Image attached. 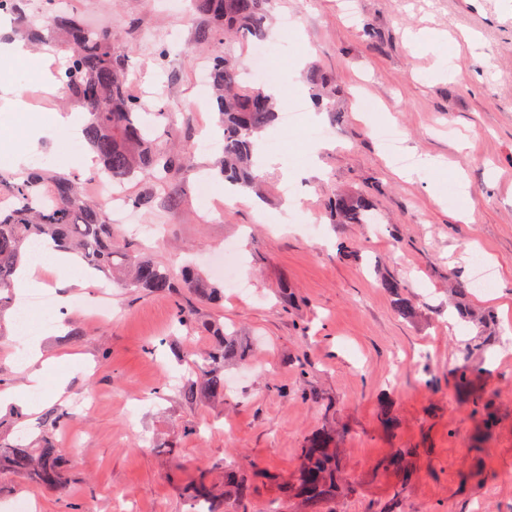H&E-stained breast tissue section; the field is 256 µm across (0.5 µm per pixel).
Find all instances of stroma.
<instances>
[{"label": "stroma", "mask_w": 512, "mask_h": 512, "mask_svg": "<svg viewBox=\"0 0 512 512\" xmlns=\"http://www.w3.org/2000/svg\"><path fill=\"white\" fill-rule=\"evenodd\" d=\"M163 0H70L87 26L111 31L133 49L130 91L176 120L192 146L188 177L173 180L150 207L133 212L142 248L165 263L195 260L202 275L232 247L249 283L216 306L196 304L207 323L223 316L253 348L247 366L229 365L238 388L226 400L187 401L173 387L186 375L177 303L190 294L113 288L112 321L91 319L99 277L74 286L51 267L45 293L66 312L39 308L35 331L58 358L44 380L68 377L63 399L31 414L0 412V438L54 442L68 470L64 490L34 476L0 472V503L30 498L37 512H186L185 488L208 477L224 490L217 463L251 471L250 497L235 512H266L278 478L290 477L296 451L315 431L333 429L351 491L336 512H512V321L481 299L471 278L472 247L486 254L498 291L512 303V0H354L349 22L339 0H274L268 65L283 78L279 107L299 104L292 122L264 131L267 195L260 203L197 196L216 152L217 129L198 72L217 50L195 38L204 19L170 14ZM290 26H283V19ZM437 34L419 49L412 33ZM306 42L303 68L295 46ZM174 54L161 60L162 47ZM333 93L315 104L314 82ZM23 87L25 109L13 103ZM33 70L0 67V153L28 154L29 167L74 171L81 136L50 138L38 116L60 111ZM401 131L397 165L376 132ZM430 166H423V159ZM296 187L293 207L282 188ZM355 191L376 203L373 224H337L334 194ZM400 281L415 313L398 312L382 283ZM493 313L489 323L478 315ZM16 308L0 314V388L27 383L17 346ZM80 330L76 340L68 333ZM482 336L495 345L476 352ZM470 372L469 390L457 386ZM91 410L77 409L82 396ZM68 412L51 429L49 410ZM78 430L82 442L69 447ZM413 452V470L389 462Z\"/></svg>", "instance_id": "stroma-1"}]
</instances>
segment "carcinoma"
Segmentation results:
<instances>
[{
    "label": "carcinoma",
    "instance_id": "obj_1",
    "mask_svg": "<svg viewBox=\"0 0 512 512\" xmlns=\"http://www.w3.org/2000/svg\"><path fill=\"white\" fill-rule=\"evenodd\" d=\"M58 0H43L41 22L32 28L35 41L62 39L68 52L67 67L57 75L65 103L85 116L83 135L95 154L96 166L89 179L100 173L120 184L149 175V180L128 201L147 207L167 189V179L189 166L190 147L184 142L163 145L173 135L168 112L150 113L146 102L128 92L132 72L130 49L114 43L112 33L89 29L75 13L62 10ZM196 14L208 23L197 31L201 41L222 39L230 43L242 36L263 39L273 0H192ZM238 57L230 51H217L210 59L209 78L223 131L224 146L212 169L215 176L233 185L258 190L264 176L254 168L255 135L277 120L275 102L261 88L247 87L241 80ZM88 179L76 173L65 174L53 168L36 167L25 175L0 171V310L14 299V275L22 252L38 242H48L58 251L77 255L84 265L112 278L114 266H121V286L141 293L178 295L186 290L200 303L218 299L224 284L195 276L190 266L181 274L144 253L132 242L118 245L107 206L91 197ZM336 218L343 224H373L374 203L364 197L340 194L334 200ZM382 287L397 310L412 316L413 305L403 285L385 280ZM213 345L193 362L194 370L184 379L181 394L193 400L201 396L224 397L221 368L229 358L244 359L246 347L224 332V323L212 324ZM336 438L327 430L312 435L297 450V464L291 480L280 485L276 504L266 512H290L299 500L303 512H332L329 505L348 491L345 463L335 448ZM3 464L34 475L46 487L62 490L67 472L60 449L51 442L39 445L8 444ZM224 494H217L206 479L198 480L187 493L189 507L206 505V512H231L230 501L250 493V477L226 462Z\"/></svg>",
    "mask_w": 512,
    "mask_h": 512
}]
</instances>
